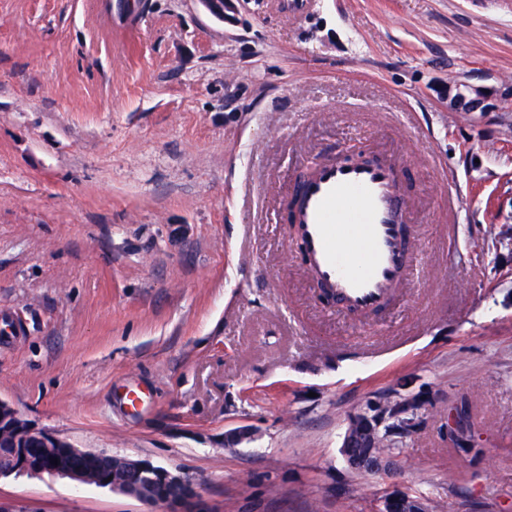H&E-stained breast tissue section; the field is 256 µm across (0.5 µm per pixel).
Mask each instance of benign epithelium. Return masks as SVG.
I'll list each match as a JSON object with an SVG mask.
<instances>
[{
  "label": "benign epithelium",
  "instance_id": "7a95c632",
  "mask_svg": "<svg viewBox=\"0 0 512 512\" xmlns=\"http://www.w3.org/2000/svg\"><path fill=\"white\" fill-rule=\"evenodd\" d=\"M485 98V87L460 81L456 93L448 95V105L457 112H476L483 110ZM430 405L429 396L423 392L401 393L395 390L367 402L351 414L340 445V454L348 469L375 473L396 466L399 455L394 448L397 442L413 435L421 427L424 412ZM0 434L10 437L14 443L15 471L19 474L58 473L56 469L32 462L26 454L25 445L37 442L52 448L64 444V441L48 431L31 427L10 403L3 400H0ZM253 439L254 434L247 427H237L224 433V444L229 448ZM357 445L365 448L361 456L350 452ZM13 472H0V478L9 477ZM168 477L175 490L166 504L180 506L183 512H193L191 504L196 498L193 484L178 472H170ZM379 512H434V506L426 498L397 488L384 496Z\"/></svg>",
  "mask_w": 512,
  "mask_h": 512
}]
</instances>
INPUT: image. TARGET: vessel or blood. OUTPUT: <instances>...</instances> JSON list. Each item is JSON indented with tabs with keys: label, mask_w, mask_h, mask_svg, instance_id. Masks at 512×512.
<instances>
[{
	"label": "vessel or blood",
	"mask_w": 512,
	"mask_h": 512,
	"mask_svg": "<svg viewBox=\"0 0 512 512\" xmlns=\"http://www.w3.org/2000/svg\"><path fill=\"white\" fill-rule=\"evenodd\" d=\"M406 197L405 164L388 157L324 163L299 186L288 221L316 288L329 289L337 309L379 311L413 275Z\"/></svg>",
	"instance_id": "vessel-or-blood-1"
}]
</instances>
